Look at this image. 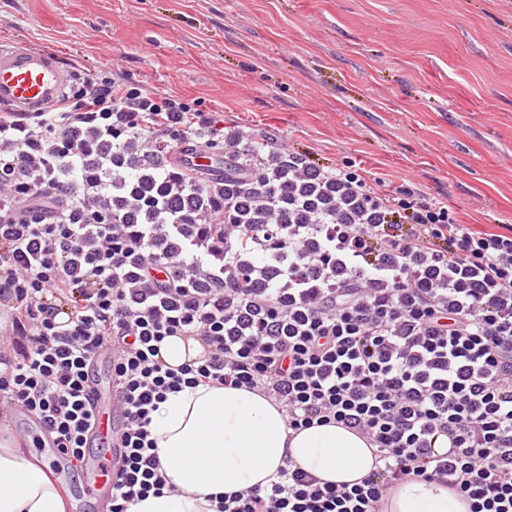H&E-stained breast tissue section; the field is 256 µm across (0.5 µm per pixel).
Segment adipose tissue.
I'll use <instances>...</instances> for the list:
<instances>
[{"mask_svg": "<svg viewBox=\"0 0 512 512\" xmlns=\"http://www.w3.org/2000/svg\"><path fill=\"white\" fill-rule=\"evenodd\" d=\"M152 436L170 491L128 512H216L209 498L269 487L286 462L321 481L353 484L374 471L372 448L336 424L291 431L281 410L247 389L198 386L168 394L152 414ZM44 458L0 438V512H67ZM467 501L437 481L405 480L385 512H468Z\"/></svg>", "mask_w": 512, "mask_h": 512, "instance_id": "obj_1", "label": "adipose tissue"}]
</instances>
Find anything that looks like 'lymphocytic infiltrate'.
<instances>
[{"mask_svg": "<svg viewBox=\"0 0 512 512\" xmlns=\"http://www.w3.org/2000/svg\"><path fill=\"white\" fill-rule=\"evenodd\" d=\"M219 143L216 173L196 158ZM170 336L205 352L169 367ZM105 349L123 451L109 512L163 492L151 414L200 385L257 392L295 431L343 426L378 463L350 486L288 464L218 512H381L409 478L512 512V233L106 65L50 110L0 112V424L32 415L82 461Z\"/></svg>", "mask_w": 512, "mask_h": 512, "instance_id": "obj_1", "label": "lymphocytic infiltrate"}]
</instances>
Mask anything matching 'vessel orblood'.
I'll return each mask as SVG.
<instances>
[{
  "mask_svg": "<svg viewBox=\"0 0 512 512\" xmlns=\"http://www.w3.org/2000/svg\"><path fill=\"white\" fill-rule=\"evenodd\" d=\"M71 71L49 52L30 48L18 41L0 44V104L15 112H37L57 105L67 95ZM96 434H112L115 415L111 393L99 394L95 404Z\"/></svg>",
  "mask_w": 512,
  "mask_h": 512,
  "instance_id": "1",
  "label": "vessel or blood"
}]
</instances>
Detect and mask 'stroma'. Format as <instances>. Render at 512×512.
Here are the masks:
<instances>
[{"instance_id": "1", "label": "stroma", "mask_w": 512, "mask_h": 512, "mask_svg": "<svg viewBox=\"0 0 512 512\" xmlns=\"http://www.w3.org/2000/svg\"><path fill=\"white\" fill-rule=\"evenodd\" d=\"M512 226V0H0V41ZM70 512H105L85 466Z\"/></svg>"}]
</instances>
